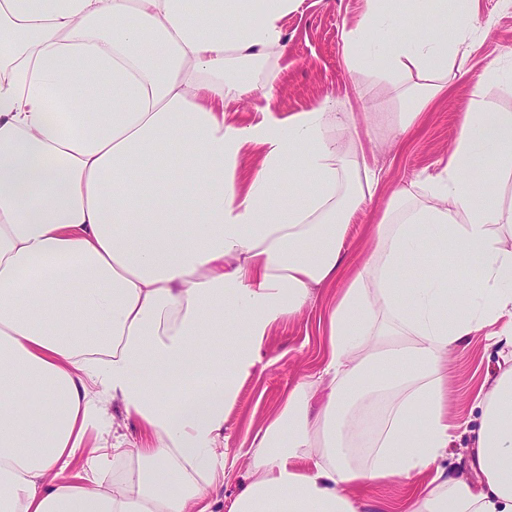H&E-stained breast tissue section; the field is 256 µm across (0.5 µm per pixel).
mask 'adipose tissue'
<instances>
[{
	"mask_svg": "<svg viewBox=\"0 0 512 512\" xmlns=\"http://www.w3.org/2000/svg\"><path fill=\"white\" fill-rule=\"evenodd\" d=\"M301 2L0 0V512H209L240 381L274 324L341 279L322 368L254 435L255 479L228 512H364L360 490L400 479L412 512H512V367L481 385L473 478L439 464L449 351L479 332L512 349V248L495 230L512 202L477 170L512 177V111L468 113L441 172L395 191L350 270L344 237L382 181L329 135L352 113L326 100L225 119L272 88ZM407 3L365 0L343 33L382 50L384 80L420 72L400 91L405 128L476 28L468 0H418L440 26L394 37ZM436 251L473 277L454 287ZM410 260L427 271L407 291ZM105 398L146 438L95 457L127 459L111 486L70 480Z\"/></svg>",
	"mask_w": 512,
	"mask_h": 512,
	"instance_id": "1",
	"label": "adipose tissue"
}]
</instances>
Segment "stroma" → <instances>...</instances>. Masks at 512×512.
<instances>
[{
  "label": "stroma",
  "mask_w": 512,
  "mask_h": 512,
  "mask_svg": "<svg viewBox=\"0 0 512 512\" xmlns=\"http://www.w3.org/2000/svg\"><path fill=\"white\" fill-rule=\"evenodd\" d=\"M363 0H303L299 10L283 20L287 48L279 60V77L269 96L230 103L231 119L254 122L268 116L285 120L316 107L325 98L335 99L339 111L352 113L354 127H336L333 135L344 145L361 141L369 165L382 172L383 180L350 224L343 251L348 261L362 265L374 245L373 227L382 219L393 192L439 171L466 112L471 111V86L487 69L502 70L500 80L486 87V101L495 111H512V0H472L479 29L473 36L460 72L425 112L420 124L402 131L396 114L402 108L394 87L372 75L352 79L351 57L358 54L378 59L369 44L348 52L343 30L353 28ZM342 292L341 285L315 290L300 315L284 319L267 337L261 353L262 368L243 380L237 398L225 414L229 437L224 483L219 489L221 507H228L250 482L247 472L251 434L278 410L283 395L319 368L322 324ZM512 365V353L489 346L484 337H471L448 354V411L457 425L454 439L441 461L449 472L462 471L469 431L480 416L476 395L487 374ZM107 424L88 430V451L75 458L71 475L86 476L93 451L111 448L117 440L135 439L137 427L126 424L119 404H106Z\"/></svg>",
  "instance_id": "obj_1"
}]
</instances>
